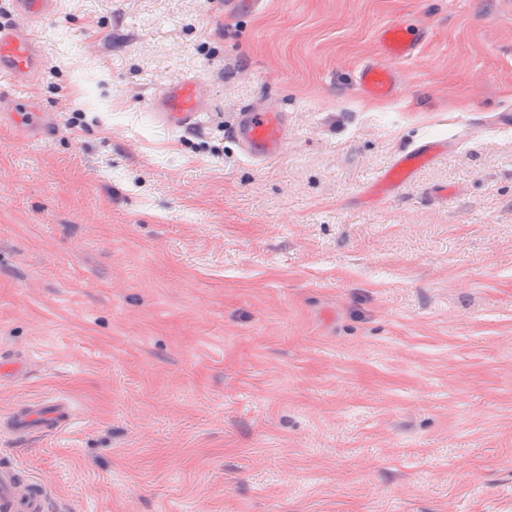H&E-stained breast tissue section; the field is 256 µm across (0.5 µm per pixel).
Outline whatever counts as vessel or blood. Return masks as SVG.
<instances>
[{
	"label": "vessel or blood",
	"instance_id": "obj_1",
	"mask_svg": "<svg viewBox=\"0 0 512 512\" xmlns=\"http://www.w3.org/2000/svg\"><path fill=\"white\" fill-rule=\"evenodd\" d=\"M56 0H16L20 19L31 20L49 14ZM382 44L390 58L413 56L418 40L402 25L385 27L380 33ZM42 60L27 30L16 25H0V75L26 78L37 73ZM360 92L368 96L388 97L394 94L397 81L391 67L384 64L362 66L356 75ZM202 86L193 78L172 80L147 101L152 119L170 129L198 127L202 124ZM16 122L29 134H47L53 120L35 105H26L15 112ZM232 136L242 152L255 160H267L279 155L288 136V120L274 109L250 110L239 113L232 127ZM439 143L428 141L397 157L381 175L380 187L391 189L407 181L411 174L427 164L439 150ZM71 413L61 405L38 407L19 416L17 425L23 429L58 434L67 429ZM48 491L35 480L20 481L11 467H0V512H44Z\"/></svg>",
	"mask_w": 512,
	"mask_h": 512
}]
</instances>
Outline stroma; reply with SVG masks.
<instances>
[{"mask_svg":"<svg viewBox=\"0 0 512 512\" xmlns=\"http://www.w3.org/2000/svg\"><path fill=\"white\" fill-rule=\"evenodd\" d=\"M30 32L41 71L0 76V354L27 361L0 466L47 512H512V0H61ZM385 62L394 95L361 94ZM182 76L196 131L145 109ZM266 107L288 137L257 161L229 130ZM56 399L67 432L6 430ZM380 39L391 59H408L416 51L418 39L409 28L402 25L385 27L380 33ZM14 118L29 134L36 137L47 134L54 124L49 114L41 112L33 104H26L23 109L15 112ZM439 142H424L412 151L397 157L380 176L378 186L392 189L407 181L411 174L427 164L439 150Z\"/></svg>","mask_w":512,"mask_h":512,"instance_id":"35a3bbf8","label":"stroma"}]
</instances>
